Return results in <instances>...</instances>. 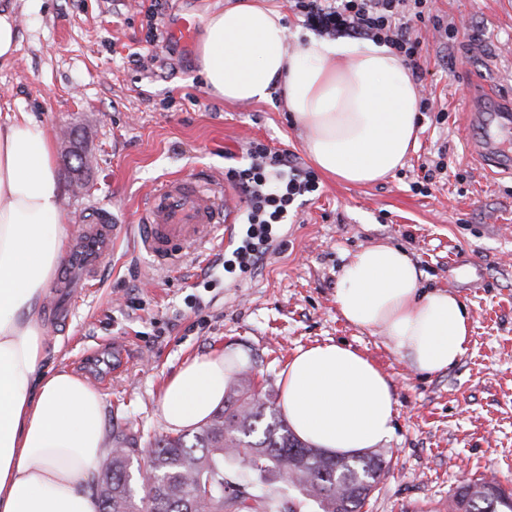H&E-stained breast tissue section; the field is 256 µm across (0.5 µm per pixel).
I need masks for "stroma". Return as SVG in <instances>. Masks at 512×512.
Wrapping results in <instances>:
<instances>
[{
	"label": "stroma",
	"mask_w": 512,
	"mask_h": 512,
	"mask_svg": "<svg viewBox=\"0 0 512 512\" xmlns=\"http://www.w3.org/2000/svg\"><path fill=\"white\" fill-rule=\"evenodd\" d=\"M11 6L17 50L0 63V124L27 113L54 143L62 223L102 210L132 228L96 288L64 329L46 328V364L83 380L88 353L110 344L121 366L99 364L108 433L141 448L167 434L159 411L165 380L186 359L226 348L280 390L298 348L333 341L371 358L397 403L387 466L365 512H448L463 484L496 478L512 488V176L488 171L465 144L464 104L487 87L512 95V0H432L446 38L421 23L427 53L417 142L387 179L351 185L315 171L306 136L278 99L232 103L208 93L196 48L168 43L181 19L202 22L229 0H0ZM264 148L288 150L314 172V192L295 198L253 266L221 239L212 263L187 255L156 265L141 244L142 197L172 177L236 174ZM443 170H436V163ZM387 243L417 261L426 286L465 304L467 351L445 372L416 373L375 329L336 310L342 267L358 250Z\"/></svg>",
	"instance_id": "stroma-1"
}]
</instances>
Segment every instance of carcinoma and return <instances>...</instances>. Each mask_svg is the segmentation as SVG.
Here are the masks:
<instances>
[{
	"label": "carcinoma",
	"mask_w": 512,
	"mask_h": 512,
	"mask_svg": "<svg viewBox=\"0 0 512 512\" xmlns=\"http://www.w3.org/2000/svg\"><path fill=\"white\" fill-rule=\"evenodd\" d=\"M135 448H113L99 465L101 512H361L386 467L380 453L326 457L295 437L271 394L246 370H231L224 406L203 424L154 439L152 476L131 485ZM491 481L467 483L448 512H512V493L493 494Z\"/></svg>",
	"instance_id": "1"
}]
</instances>
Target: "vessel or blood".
Here are the masks:
<instances>
[{
	"label": "vessel or blood",
	"mask_w": 512,
	"mask_h": 512,
	"mask_svg": "<svg viewBox=\"0 0 512 512\" xmlns=\"http://www.w3.org/2000/svg\"><path fill=\"white\" fill-rule=\"evenodd\" d=\"M467 116L477 154L486 165L512 175V142H497L482 133L488 122L511 133L512 108L502 107L486 116L471 108ZM220 189V183H202L187 176L169 179L152 191L142 217V243L147 254L159 265H176L184 253L204 248L218 229L224 232L225 245H232L241 208L223 200ZM129 230V225L111 214L88 212L81 216L67 262L56 283L53 305L56 322L69 319L73 306L92 288Z\"/></svg>",
	"instance_id": "vessel-or-blood-1"
}]
</instances>
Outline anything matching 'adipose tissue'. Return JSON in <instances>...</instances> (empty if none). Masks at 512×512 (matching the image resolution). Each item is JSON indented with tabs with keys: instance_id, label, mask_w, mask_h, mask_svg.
I'll list each match as a JSON object with an SVG mask.
<instances>
[{
	"instance_id": "adipose-tissue-1",
	"label": "adipose tissue",
	"mask_w": 512,
	"mask_h": 512,
	"mask_svg": "<svg viewBox=\"0 0 512 512\" xmlns=\"http://www.w3.org/2000/svg\"><path fill=\"white\" fill-rule=\"evenodd\" d=\"M208 91L235 102L280 92L308 131L312 163L364 184L393 175L417 140L418 93L388 47L308 36L288 45L271 0H236L210 14L198 47ZM54 148L27 114L0 125V512H100L98 463L108 451L101 394L46 367L41 302L64 256ZM336 307L350 325L382 330L419 373L456 365L467 349L464 303L425 289L408 252L377 244L343 266ZM236 350L187 360L164 385L159 410L172 430L206 421L224 401ZM282 409L294 434L329 456H356L390 441L395 405L384 371L337 343L299 348L281 373Z\"/></svg>"
}]
</instances>
